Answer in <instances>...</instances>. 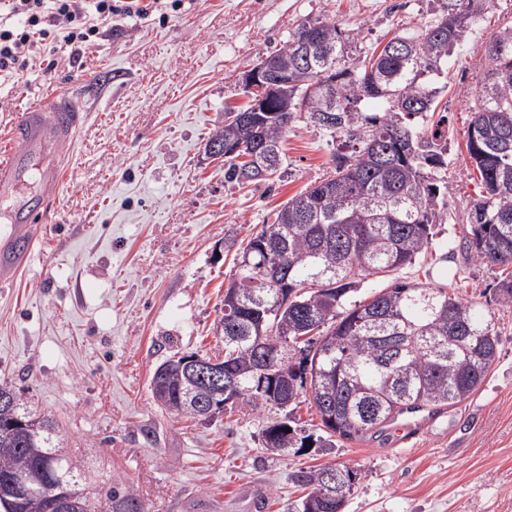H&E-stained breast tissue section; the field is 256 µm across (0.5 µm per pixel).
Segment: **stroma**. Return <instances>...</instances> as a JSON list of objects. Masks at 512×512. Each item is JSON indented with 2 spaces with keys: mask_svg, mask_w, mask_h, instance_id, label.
Wrapping results in <instances>:
<instances>
[{
  "mask_svg": "<svg viewBox=\"0 0 512 512\" xmlns=\"http://www.w3.org/2000/svg\"><path fill=\"white\" fill-rule=\"evenodd\" d=\"M442 0H194L182 13L114 18L75 65L42 52L31 74L0 86V131L51 89L81 99L88 121L65 147L69 170L29 267L0 287V384L59 424L71 456L110 470L148 512H295L302 468L349 463L360 479L344 512H512V303L501 267L470 259L462 226L478 190L466 149L469 108L491 36L512 26L499 0L438 79L448 115V218L398 281L445 287L492 318L498 357L481 388L453 408L410 415L334 447L274 453L261 431L294 415L321 435L310 404L294 412L241 405L186 418L154 401L155 369L175 355L214 354L213 328L234 277L228 230L247 238L289 198L331 171L336 143L295 120L273 179L231 183L203 159L226 110L246 105L240 72L281 49L295 26L326 17L384 45L431 22Z\"/></svg>",
  "mask_w": 512,
  "mask_h": 512,
  "instance_id": "obj_1",
  "label": "stroma"
}]
</instances>
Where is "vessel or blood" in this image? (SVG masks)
Returning a JSON list of instances; mask_svg holds the SVG:
<instances>
[{
	"mask_svg": "<svg viewBox=\"0 0 512 512\" xmlns=\"http://www.w3.org/2000/svg\"><path fill=\"white\" fill-rule=\"evenodd\" d=\"M87 121L82 101L54 90L12 121L0 141V205L9 225L0 230V285L11 284L31 262L38 228L50 213L66 176L62 148L71 144ZM39 169L36 190L19 192L32 169Z\"/></svg>",
	"mask_w": 512,
	"mask_h": 512,
	"instance_id": "obj_1",
	"label": "vessel or blood"
}]
</instances>
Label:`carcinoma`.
I'll use <instances>...</instances> for the list:
<instances>
[{"label":"carcinoma","instance_id":"1","mask_svg":"<svg viewBox=\"0 0 512 512\" xmlns=\"http://www.w3.org/2000/svg\"><path fill=\"white\" fill-rule=\"evenodd\" d=\"M495 0H447L446 12L429 25L391 38L380 51L355 57V36L325 18L309 17L276 51L288 68V97L273 98L268 112L241 109L224 115L209 140L235 147L224 159V178L244 183L254 146L272 147L281 165V144L294 120L308 122L339 141L333 175L290 198L273 223L236 250L238 272L229 287L240 307L224 311L216 332L224 354L215 358L236 379L237 401L255 410L284 396L299 404L306 390L304 366L318 357L310 403L326 436L353 439L377 433L400 416L431 408L438 413L469 398L498 356L499 335L473 305L443 288L397 283L369 301L345 307L356 278L387 277L432 245V229L448 214L446 166L448 116L435 121L436 76ZM488 67L476 90L467 153L479 172L483 194L467 202L464 248L481 263L512 266V27L487 47ZM265 320L260 341L254 325ZM273 352L300 355L288 377L266 376L258 393L256 359ZM175 371L155 370L152 395L172 403L182 397ZM0 512H145L128 487L83 469L62 450L58 423L33 413L22 395L0 386ZM344 473L340 486L323 480L328 467L298 471L309 489L299 510L313 500L318 512H339L360 470Z\"/></svg>","mask_w":512,"mask_h":512}]
</instances>
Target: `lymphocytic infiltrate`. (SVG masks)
<instances>
[{"mask_svg": "<svg viewBox=\"0 0 512 512\" xmlns=\"http://www.w3.org/2000/svg\"><path fill=\"white\" fill-rule=\"evenodd\" d=\"M183 7L184 0H0V79L27 73L47 45L79 53L113 17L145 19Z\"/></svg>", "mask_w": 512, "mask_h": 512, "instance_id": "obj_1", "label": "lymphocytic infiltrate"}]
</instances>
